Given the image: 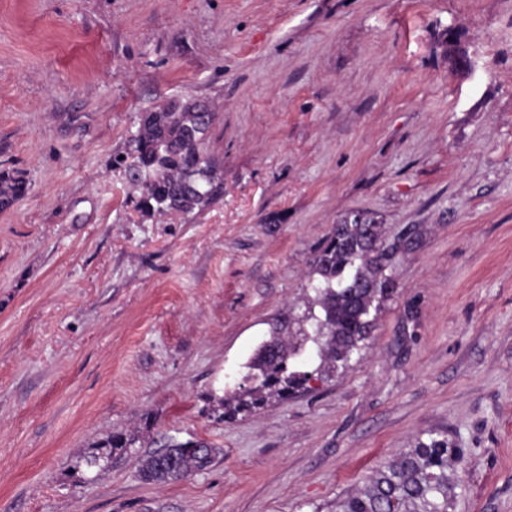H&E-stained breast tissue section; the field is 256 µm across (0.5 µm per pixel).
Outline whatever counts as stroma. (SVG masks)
Returning a JSON list of instances; mask_svg holds the SVG:
<instances>
[{
    "instance_id": "stroma-1",
    "label": "stroma",
    "mask_w": 512,
    "mask_h": 512,
    "mask_svg": "<svg viewBox=\"0 0 512 512\" xmlns=\"http://www.w3.org/2000/svg\"><path fill=\"white\" fill-rule=\"evenodd\" d=\"M172 99L215 109L224 194L160 216L118 160ZM1 172L0 512H330L432 435L448 512H512V0H0ZM357 218L395 281L361 355L216 420ZM125 431L223 453L79 483ZM23 182L0 174V209L14 205L25 193ZM223 453L198 442H172L141 459L139 475L145 481L169 483L184 480L207 469Z\"/></svg>"
}]
</instances>
